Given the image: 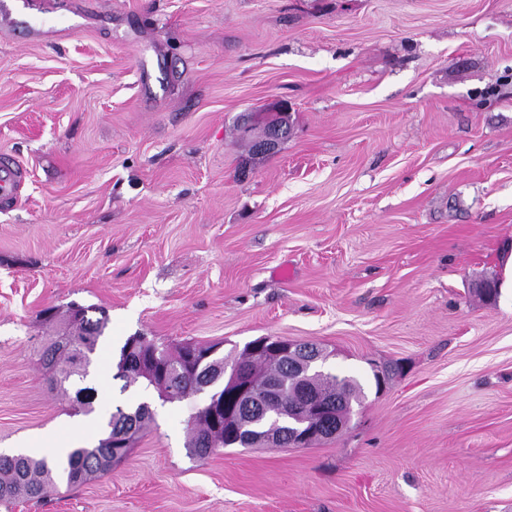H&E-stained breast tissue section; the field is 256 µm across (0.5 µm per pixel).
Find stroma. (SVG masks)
Masks as SVG:
<instances>
[{
	"instance_id": "obj_1",
	"label": "stroma",
	"mask_w": 512,
	"mask_h": 512,
	"mask_svg": "<svg viewBox=\"0 0 512 512\" xmlns=\"http://www.w3.org/2000/svg\"><path fill=\"white\" fill-rule=\"evenodd\" d=\"M75 3L37 38L0 21V159L27 171L0 204V448L95 446L82 386L154 421L0 512H512V0ZM282 102L253 154L241 117ZM73 302L108 324L62 392L41 353ZM135 334L310 341L365 396L313 447L200 460L194 399L115 379Z\"/></svg>"
}]
</instances>
